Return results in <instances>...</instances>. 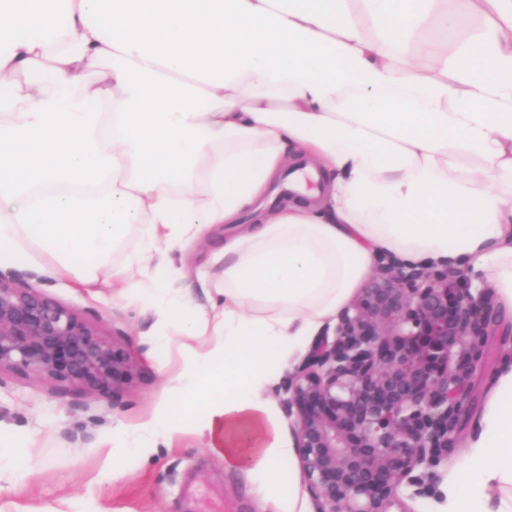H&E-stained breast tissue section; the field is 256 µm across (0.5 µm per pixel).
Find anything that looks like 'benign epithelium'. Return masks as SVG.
<instances>
[{
    "label": "benign epithelium",
    "mask_w": 512,
    "mask_h": 512,
    "mask_svg": "<svg viewBox=\"0 0 512 512\" xmlns=\"http://www.w3.org/2000/svg\"><path fill=\"white\" fill-rule=\"evenodd\" d=\"M0 270V367L120 394L136 362L45 291ZM493 289L464 270L389 261L320 336L288 383L300 469L316 512H413L429 469L461 430L471 376L488 358Z\"/></svg>",
    "instance_id": "7a95c632"
}]
</instances>
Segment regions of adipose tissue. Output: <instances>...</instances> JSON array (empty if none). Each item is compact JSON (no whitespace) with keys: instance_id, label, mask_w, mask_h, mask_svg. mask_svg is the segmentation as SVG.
I'll return each mask as SVG.
<instances>
[{"instance_id":"obj_1","label":"adipose tissue","mask_w":512,"mask_h":512,"mask_svg":"<svg viewBox=\"0 0 512 512\" xmlns=\"http://www.w3.org/2000/svg\"><path fill=\"white\" fill-rule=\"evenodd\" d=\"M453 2L0 0V259L31 246L88 286L138 229L112 286L190 343L153 417L116 431L113 471L191 419L259 512H297L269 391L380 254L480 271L512 313V0ZM290 164L320 186L225 239L223 300L171 294L172 252ZM511 396L512 355L438 512H512Z\"/></svg>"}]
</instances>
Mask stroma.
Masks as SVG:
<instances>
[{
  "instance_id": "obj_1",
  "label": "stroma",
  "mask_w": 512,
  "mask_h": 512,
  "mask_svg": "<svg viewBox=\"0 0 512 512\" xmlns=\"http://www.w3.org/2000/svg\"><path fill=\"white\" fill-rule=\"evenodd\" d=\"M0 269L48 277L51 297L102 334L123 337L137 362L132 382L115 398L0 369V440H27L21 457L0 465V512H258L247 476L225 468L190 423L173 445L159 444L150 456L127 460L121 473L112 471L113 433L148 419L166 395L160 364L181 359L178 321L158 324L137 294L113 298L111 267L98 270L93 288L51 273L48 259L32 248ZM498 320L492 359L473 378V417L502 353L512 348V313L499 312Z\"/></svg>"
}]
</instances>
